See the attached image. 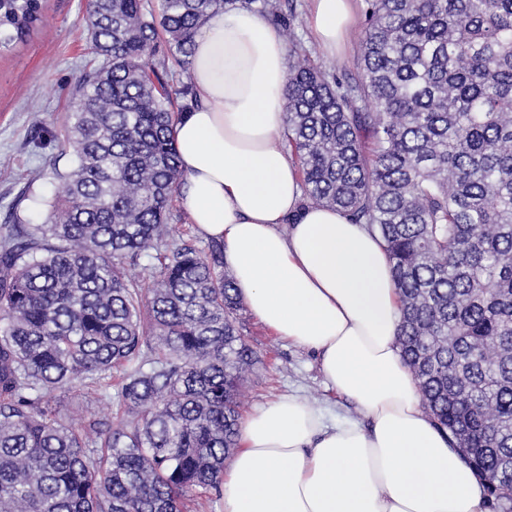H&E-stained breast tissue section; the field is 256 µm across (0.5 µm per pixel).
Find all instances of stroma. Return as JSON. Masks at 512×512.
Instances as JSON below:
<instances>
[{"label":"stroma","mask_w":512,"mask_h":512,"mask_svg":"<svg viewBox=\"0 0 512 512\" xmlns=\"http://www.w3.org/2000/svg\"><path fill=\"white\" fill-rule=\"evenodd\" d=\"M295 41L328 70L351 68L359 51L363 0H354L353 20L336 52L321 48L307 24L311 0H294ZM86 0H46L45 25L27 42L0 54V225L34 224L48 211L58 176L71 166L58 139L65 133L70 93L87 61L82 36ZM39 198V210L14 208L22 195ZM239 325L259 362L242 389V410L298 394L322 409L327 422L362 421L361 412L321 376L315 356L269 333L249 310Z\"/></svg>","instance_id":"obj_1"}]
</instances>
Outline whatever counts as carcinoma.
<instances>
[{"label": "carcinoma", "mask_w": 512, "mask_h": 512, "mask_svg": "<svg viewBox=\"0 0 512 512\" xmlns=\"http://www.w3.org/2000/svg\"><path fill=\"white\" fill-rule=\"evenodd\" d=\"M260 11L289 28L275 0ZM45 0H0V50ZM237 0H87L71 168L41 224L0 225V512H190L221 492L258 360L223 250L169 237L188 57ZM342 77L289 40L303 201L378 234L423 404L512 512V0H364ZM148 261L151 280L141 276ZM115 416L58 400L112 386Z\"/></svg>", "instance_id": "obj_1"}]
</instances>
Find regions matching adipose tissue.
Wrapping results in <instances>:
<instances>
[{"mask_svg": "<svg viewBox=\"0 0 512 512\" xmlns=\"http://www.w3.org/2000/svg\"><path fill=\"white\" fill-rule=\"evenodd\" d=\"M335 47L348 0H313ZM287 47L255 8L208 17L189 58L198 105L175 127L180 201L223 248L236 293L281 339L315 352L326 383L368 420L330 425L297 395L240 422L224 512H489L475 471L423 405L398 346L401 311L378 234L303 205L285 128Z\"/></svg>", "mask_w": 512, "mask_h": 512, "instance_id": "1", "label": "adipose tissue"}]
</instances>
